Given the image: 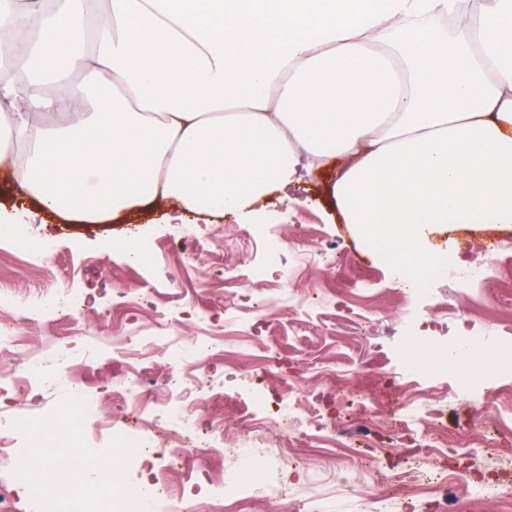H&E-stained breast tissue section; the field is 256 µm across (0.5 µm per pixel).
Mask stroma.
<instances>
[{"mask_svg":"<svg viewBox=\"0 0 512 512\" xmlns=\"http://www.w3.org/2000/svg\"><path fill=\"white\" fill-rule=\"evenodd\" d=\"M328 169L309 179L303 204H258L255 223L213 216L207 223L164 224L158 210L144 207L99 224H83L36 209L16 184L0 180V209L23 206L37 212L28 236L45 254L31 261L12 244L0 245V323L24 339L15 357L0 355V375L13 379L10 402L0 405V436L17 438L10 422L19 408L48 413L59 395L93 394L108 421L125 422L157 393L163 380L207 397L192 417L206 433L212 415L223 416L230 435L246 436L250 413L259 403L275 407L288 389L295 410L288 425L307 456L298 469L272 457L255 473L272 495L248 512H305L309 498L323 512H375L365 495L378 474L393 477L422 465V448L435 429L448 436L446 455L436 457L442 482L433 498L439 512H465L456 490L461 472L494 483L512 476L491 451L499 433L512 428V224H479L448 229L434 246L460 255L452 274L436 277L429 292L393 285L387 265L373 254L356 227L343 223L328 188ZM146 248V261L118 257L117 249ZM265 277L242 288L250 267ZM484 267L486 278L469 298L459 280ZM96 291L81 320L62 310L52 322H25L16 306L40 295L69 300L71 290ZM135 291L134 302L121 299ZM467 334L495 341L499 378L488 396L499 415L484 416L463 392V378L442 359L448 344ZM208 338L215 353L206 365H174L173 349ZM50 364L45 386L31 389L19 366L28 353ZM422 356L421 376L401 386L385 384L401 371L406 356ZM143 382L120 390L130 369ZM353 386L373 398L381 416L370 437L348 455L330 436L337 424L358 419ZM420 423L411 437L407 421ZM379 457L381 471L365 461ZM216 472L233 467L232 456L213 453L208 461L186 459L169 472L171 492L188 512H222L200 488L202 465ZM351 470L356 484L342 489L336 475Z\"/></svg>","mask_w":512,"mask_h":512,"instance_id":"1","label":"stroma"}]
</instances>
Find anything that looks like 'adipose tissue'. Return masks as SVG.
<instances>
[{
  "instance_id": "obj_1",
  "label": "adipose tissue",
  "mask_w": 512,
  "mask_h": 512,
  "mask_svg": "<svg viewBox=\"0 0 512 512\" xmlns=\"http://www.w3.org/2000/svg\"><path fill=\"white\" fill-rule=\"evenodd\" d=\"M41 4L0 0V26L16 53L70 54L72 77L0 89V162L42 209L245 219L333 165L345 223L402 284L438 267L440 229L512 224V0Z\"/></svg>"
}]
</instances>
